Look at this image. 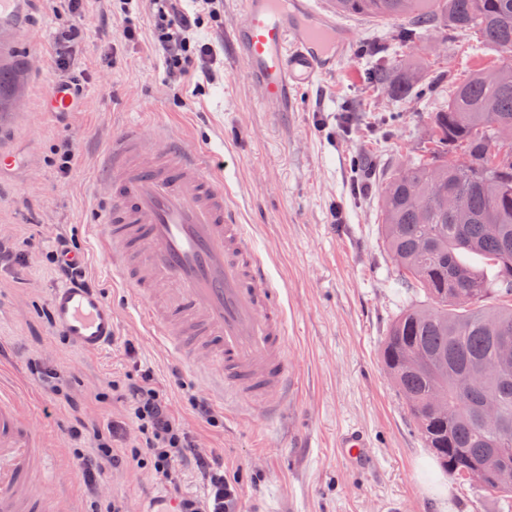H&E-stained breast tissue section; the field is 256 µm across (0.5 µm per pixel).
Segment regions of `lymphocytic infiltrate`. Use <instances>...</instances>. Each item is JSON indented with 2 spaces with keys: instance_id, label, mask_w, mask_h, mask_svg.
Returning a JSON list of instances; mask_svg holds the SVG:
<instances>
[{
  "instance_id": "f902f5d3",
  "label": "lymphocytic infiltrate",
  "mask_w": 512,
  "mask_h": 512,
  "mask_svg": "<svg viewBox=\"0 0 512 512\" xmlns=\"http://www.w3.org/2000/svg\"><path fill=\"white\" fill-rule=\"evenodd\" d=\"M150 4L154 39L163 50L170 71L185 72L187 65L194 62L198 77L210 79L208 64L214 49L194 37L201 25L200 15L188 12L177 0H150ZM142 378V383L127 389L128 418L138 432L132 446L114 452L112 445L120 428L110 422L90 429L79 420L70 430L73 439L88 438L94 443L90 450L75 451L77 468L89 491H96L109 471L146 461L151 462L161 484L175 485L178 464L190 455L207 477V496L202 500L182 499L180 512H234L239 497L235 481L225 475L216 458L199 451L195 436L172 415L164 394L150 386V372H143Z\"/></svg>"
}]
</instances>
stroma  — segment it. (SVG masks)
<instances>
[{
  "label": "stroma",
  "instance_id": "35a3bbf8",
  "mask_svg": "<svg viewBox=\"0 0 512 512\" xmlns=\"http://www.w3.org/2000/svg\"><path fill=\"white\" fill-rule=\"evenodd\" d=\"M118 0H81L76 13L57 12L53 0H33L27 32L0 33V62L16 67L11 106L0 112V242L19 251L0 261V393L13 397L48 450L43 491L57 512H92L95 500H124L145 512L164 499L203 498L206 485L193 462L178 472V491L156 485L149 467L114 472L91 498L74 466L76 420L127 421L121 384L153 373L171 410L238 481L237 512H264L276 496L281 512H504L501 501L473 482L450 480L424 439L381 363L390 324L408 300L381 233L383 177L412 159L430 135L428 117L438 98L398 103L365 86V44L388 24L340 16L355 33L349 57L335 74L303 86L292 112H266L243 77L232 35L240 0H185L203 19L200 40L211 43L212 79L197 87L187 74L174 81L157 46L148 0L139 4L135 40L124 36ZM76 25L87 36L59 42ZM397 60L463 80L499 64V54L470 32L442 44L424 37L396 51ZM79 76L83 94L67 112L44 109L48 88ZM138 122L167 128L187 150L208 153L223 169L229 202L247 229L248 245L277 286L287 320L286 351L295 391L274 419L245 400L212 399L211 371L155 342L137 314L111 260L100 248L96 212L106 193L96 179L114 134ZM74 158L68 177L58 163ZM84 256L88 278L111 303L117 338L89 355L54 329L49 295L63 281L47 260L59 238ZM136 348L128 358L126 343ZM54 368L56 387L36 368ZM212 400L220 416L212 427L190 399ZM366 433L370 463L352 468L339 455L346 429Z\"/></svg>",
  "mask_w": 512,
  "mask_h": 512
}]
</instances>
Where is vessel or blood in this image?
I'll return each instance as SVG.
<instances>
[{
	"label": "vessel or blood",
	"mask_w": 512,
	"mask_h": 512,
	"mask_svg": "<svg viewBox=\"0 0 512 512\" xmlns=\"http://www.w3.org/2000/svg\"><path fill=\"white\" fill-rule=\"evenodd\" d=\"M233 34L247 82L267 112H291L292 92L336 71L354 40L312 0H240ZM106 152L112 194L97 212L105 247L118 250V275L141 303L160 343L216 366L225 389L269 408L291 382L286 326L277 288L228 204L224 180L208 155L186 152L172 137L149 139L131 124ZM55 328L96 354L116 336L112 307L98 291L62 283L50 293ZM351 464L366 462L363 433L338 443ZM46 451L16 404L0 396V512H52L35 483Z\"/></svg>",
	"instance_id": "vessel-or-blood-1"
}]
</instances>
